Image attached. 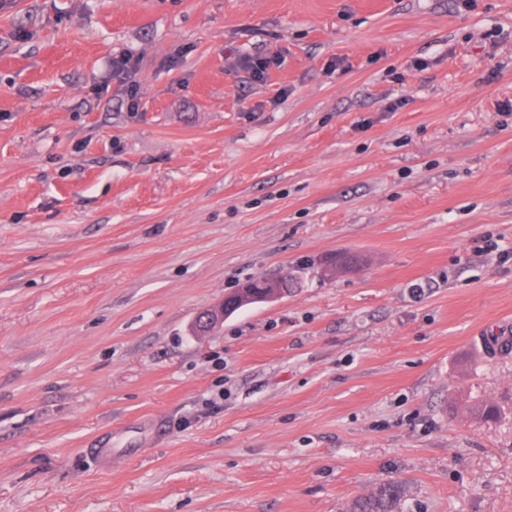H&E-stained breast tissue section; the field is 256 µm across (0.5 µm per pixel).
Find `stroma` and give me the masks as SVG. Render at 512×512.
Masks as SVG:
<instances>
[{
    "label": "stroma",
    "instance_id": "35a3bbf8",
    "mask_svg": "<svg viewBox=\"0 0 512 512\" xmlns=\"http://www.w3.org/2000/svg\"><path fill=\"white\" fill-rule=\"evenodd\" d=\"M506 334L512 0L0 7V512H512ZM236 65L247 72L253 80L261 81L270 67L279 66L280 63L275 56L240 55L236 59ZM402 498L398 482H388L365 496L354 499L347 512H399L397 510Z\"/></svg>",
    "mask_w": 512,
    "mask_h": 512
}]
</instances>
